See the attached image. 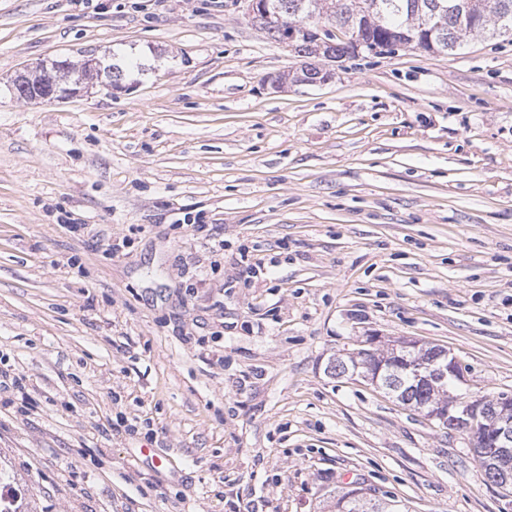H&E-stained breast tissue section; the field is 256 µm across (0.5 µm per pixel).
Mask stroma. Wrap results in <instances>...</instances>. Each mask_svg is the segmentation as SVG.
<instances>
[{
  "instance_id": "obj_1",
  "label": "stroma",
  "mask_w": 512,
  "mask_h": 512,
  "mask_svg": "<svg viewBox=\"0 0 512 512\" xmlns=\"http://www.w3.org/2000/svg\"><path fill=\"white\" fill-rule=\"evenodd\" d=\"M129 90L8 89L85 55ZM244 0H0V466L27 512H500L467 435L331 359L441 346L512 394V39L332 63ZM261 265L244 279L247 266ZM134 68L139 75H145V72L150 70V68H146L145 64L142 63H123V61H121L119 58H116L114 54L112 55V63L106 64L105 67H103V75L109 81L115 80L123 83L125 80H127L130 71ZM120 82L112 83V85H110L111 89L118 90L125 88V86ZM367 491H371L369 488H364L363 486L354 487L342 495L334 497V502L331 505H328L330 508L334 510H329L331 512H401L408 510L405 509L404 504H400L401 501H398L394 498L387 499H379L375 498L376 496L368 493ZM359 492H362V495H357ZM367 496V497H366ZM374 496V497H373ZM336 500V501H335Z\"/></svg>"
}]
</instances>
